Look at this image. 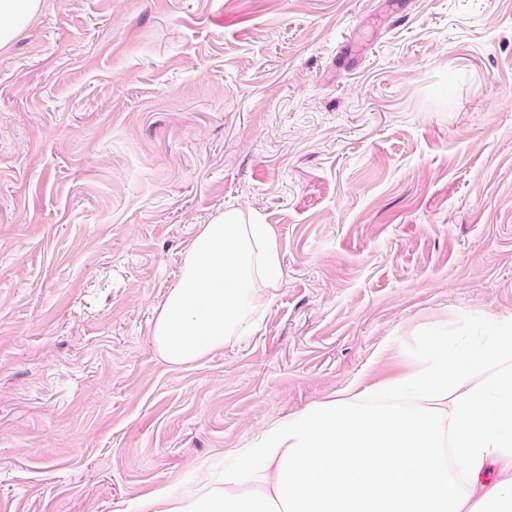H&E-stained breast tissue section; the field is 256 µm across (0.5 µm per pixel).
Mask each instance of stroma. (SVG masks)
Masks as SVG:
<instances>
[{"label": "stroma", "instance_id": "stroma-1", "mask_svg": "<svg viewBox=\"0 0 512 512\" xmlns=\"http://www.w3.org/2000/svg\"><path fill=\"white\" fill-rule=\"evenodd\" d=\"M270 225L247 335L163 362L201 225ZM512 316V0H44L0 49V512H128Z\"/></svg>", "mask_w": 512, "mask_h": 512}]
</instances>
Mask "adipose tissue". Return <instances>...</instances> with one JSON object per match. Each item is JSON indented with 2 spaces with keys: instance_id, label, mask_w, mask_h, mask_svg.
I'll return each mask as SVG.
<instances>
[{
  "instance_id": "1",
  "label": "adipose tissue",
  "mask_w": 512,
  "mask_h": 512,
  "mask_svg": "<svg viewBox=\"0 0 512 512\" xmlns=\"http://www.w3.org/2000/svg\"><path fill=\"white\" fill-rule=\"evenodd\" d=\"M42 0H0V48ZM283 279L269 225L236 210L203 225L150 330L167 364H194L244 335ZM505 478L482 475L490 462ZM168 512H512V316L460 352L428 339L424 363L382 383L352 380L337 397L277 422L240 451L222 485Z\"/></svg>"
}]
</instances>
